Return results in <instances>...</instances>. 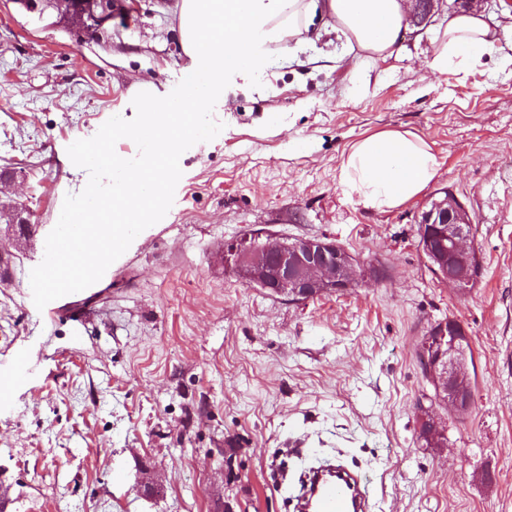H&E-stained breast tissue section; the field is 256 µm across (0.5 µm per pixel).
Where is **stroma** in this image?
<instances>
[{"label":"stroma","mask_w":512,"mask_h":512,"mask_svg":"<svg viewBox=\"0 0 512 512\" xmlns=\"http://www.w3.org/2000/svg\"><path fill=\"white\" fill-rule=\"evenodd\" d=\"M95 36L56 12L0 0V205L30 212L29 237L0 224V512H286L301 473L334 458L369 480V512H512V8L477 0L502 37L480 65L425 72L449 12L410 28L405 52L353 74L324 17L311 39L234 75L213 117L223 130L180 157L174 202L73 293L84 326L47 318L30 272L64 198L88 173L67 148L144 89L187 76L179 0H118ZM411 132L440 178L391 210L340 184L357 140ZM451 191L472 219L482 273L466 290L428 270L418 223ZM319 236L370 274L355 288L291 302L224 266L226 242ZM463 326L476 368L469 409L449 412L419 348L438 322ZM448 445L423 447L421 408ZM153 475L157 486L141 481Z\"/></svg>","instance_id":"obj_1"}]
</instances>
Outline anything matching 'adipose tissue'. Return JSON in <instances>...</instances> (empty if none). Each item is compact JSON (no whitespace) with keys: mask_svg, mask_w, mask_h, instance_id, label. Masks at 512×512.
Instances as JSON below:
<instances>
[{"mask_svg":"<svg viewBox=\"0 0 512 512\" xmlns=\"http://www.w3.org/2000/svg\"><path fill=\"white\" fill-rule=\"evenodd\" d=\"M411 0H180L182 50L190 60L184 100L158 102L141 97L142 131L159 142L136 169L115 182L112 200L124 218L117 224H93L88 211L67 216L65 238L76 241L83 256H105L124 243L139 222L142 202L155 199L158 174L167 169L183 142L194 137L190 114L203 110L225 75L256 66L264 47H282L309 30L317 13H326L354 53L353 69L401 56L410 26ZM497 30L481 13L451 14L426 66L431 74L474 66L491 54ZM441 163L418 136L382 131L356 141L342 163L345 193L364 208L385 211L420 195L440 174Z\"/></svg>","mask_w":512,"mask_h":512,"instance_id":"obj_1","label":"adipose tissue"}]
</instances>
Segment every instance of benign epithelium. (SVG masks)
I'll return each mask as SVG.
<instances>
[{"label": "benign epithelium", "mask_w": 512, "mask_h": 512, "mask_svg": "<svg viewBox=\"0 0 512 512\" xmlns=\"http://www.w3.org/2000/svg\"><path fill=\"white\" fill-rule=\"evenodd\" d=\"M30 13L48 9L68 20L75 30H93L106 12L103 0H14ZM414 26L426 25L442 0H413ZM470 223L468 211L452 193L433 201L422 213L419 244L429 267L441 281L451 286L475 284L481 262L463 225ZM224 265L233 269L248 285H255L290 301H304L327 292H341L355 286L365 276L357 261L345 249L326 237L288 239L268 236L261 244L245 237L224 245ZM463 327L450 320L441 324L435 337L425 338L420 353L430 379L448 386V409H463L466 391L461 354Z\"/></svg>", "instance_id": "1"}]
</instances>
